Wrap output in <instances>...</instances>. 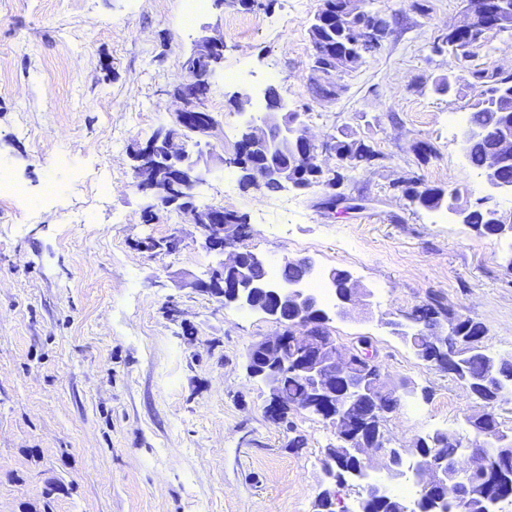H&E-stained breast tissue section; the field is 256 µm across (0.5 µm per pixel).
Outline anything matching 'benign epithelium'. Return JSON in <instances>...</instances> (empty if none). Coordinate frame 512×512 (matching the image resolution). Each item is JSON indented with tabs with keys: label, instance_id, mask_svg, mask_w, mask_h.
Returning a JSON list of instances; mask_svg holds the SVG:
<instances>
[{
	"label": "benign epithelium",
	"instance_id": "obj_1",
	"mask_svg": "<svg viewBox=\"0 0 512 512\" xmlns=\"http://www.w3.org/2000/svg\"><path fill=\"white\" fill-rule=\"evenodd\" d=\"M495 3L492 14L483 8L468 10L463 23L448 29V39L442 40V43L454 54L464 55L474 51V48L454 39L453 34L464 30L480 40L486 32L497 29L503 0H495ZM379 43L380 34L369 26L361 30L356 52L360 55ZM223 58L224 39L215 35L196 40L189 61L196 67H204L210 74L220 66ZM182 87L183 90L172 92L177 105L174 124L159 129L135 153L136 189L142 196L166 207H177L186 200L192 201L184 214L200 230L207 247L223 256L218 269L212 272L209 279L195 282L194 287L221 301L228 293L232 295V302L267 316L279 326L278 332L256 341L247 354L248 372L265 383L271 393L269 402L263 408L264 414L269 418H278L285 402L279 387L280 379L288 369L303 375L308 381V400L300 410L327 421L334 428L336 437L350 443L352 453L361 463V467L350 471V474L366 472L377 460L385 466L394 458L403 461L404 449L391 447L385 433H380L370 444L361 436L362 426L379 420L380 411L364 412L360 409V400L391 393L395 388L384 374L370 379L359 372L363 367L374 368L379 364V356L373 345L360 339L346 346L338 343L326 328L315 331L312 325L303 321V317L307 312L319 308L317 297L300 287L298 282H285L279 286L257 282L251 276L249 267L263 268L265 261L256 253L237 247L238 233L235 227L224 223V214L228 210L195 204L193 190L201 181L200 157L189 151L187 133L192 131L205 140L216 132L218 123L211 120L190 127L187 113L195 109V99L185 90L187 84H182ZM285 110L286 105L282 103L277 112L266 114L261 124L247 125L241 134L242 152L256 149L276 151L285 146L307 167L321 170L319 154L330 152V145L316 143L304 127L293 129L286 141H281L280 130L288 127ZM511 156L512 138H505L500 154L488 158L484 164L482 177L489 189L512 193V181H506L500 175L503 160ZM252 180L256 184L269 181L283 183L288 181V173L276 159L253 173ZM228 268L238 272V277L234 284L226 287L223 274ZM369 297L370 292L360 287L337 295V314L341 317L352 316L357 308L367 305ZM414 324L427 336L440 359L447 358L450 352L459 348L483 349L480 340L456 334L437 319L429 322L417 317ZM482 465L483 453L472 445H466L452 458L440 448H431L424 464L427 480L422 491L426 493L434 485L448 483L450 473L473 474L482 469ZM479 492L480 488L472 482H464L454 488L450 497L431 501L429 510L462 512L466 499Z\"/></svg>",
	"mask_w": 512,
	"mask_h": 512
}]
</instances>
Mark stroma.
Masks as SVG:
<instances>
[{
    "label": "stroma",
    "instance_id": "1",
    "mask_svg": "<svg viewBox=\"0 0 512 512\" xmlns=\"http://www.w3.org/2000/svg\"><path fill=\"white\" fill-rule=\"evenodd\" d=\"M322 5L206 0L188 20L182 0H0V166L26 190L0 201V512H314L333 428L297 410L284 423L264 415L269 389L247 353L275 324L194 288L219 255L175 209L145 222L135 188L133 151L170 125L167 91L214 32L224 61L204 104L219 128L199 149L225 161L203 167L196 203L243 215L242 248L309 259L318 275L344 269L372 291L366 314L327 328L347 345L370 338L388 377L407 381L383 424L396 447L469 436L478 400L385 323L436 301L480 322L489 352H512V242L416 207L400 181L512 209L450 121L484 91L475 70L512 73V36L486 32L476 57L453 62L438 38L467 0H366L387 24L380 46L323 100L309 38ZM448 73L455 92L436 91ZM270 87L317 140L348 133L378 159L335 187L244 183L231 160ZM238 94L251 99L242 112ZM419 140L435 149L425 164ZM101 171L111 187L97 198ZM173 236L176 250L145 247ZM297 435L304 445L290 447Z\"/></svg>",
    "mask_w": 512,
    "mask_h": 512
}]
</instances>
